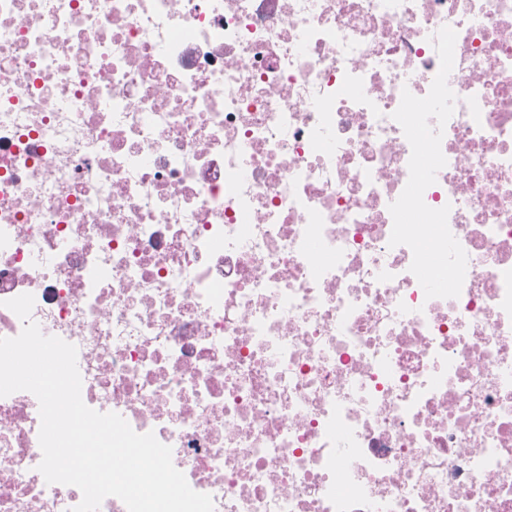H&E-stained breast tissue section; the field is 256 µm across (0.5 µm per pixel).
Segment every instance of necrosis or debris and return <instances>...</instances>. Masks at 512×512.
Returning a JSON list of instances; mask_svg holds the SVG:
<instances>
[{
	"mask_svg": "<svg viewBox=\"0 0 512 512\" xmlns=\"http://www.w3.org/2000/svg\"><path fill=\"white\" fill-rule=\"evenodd\" d=\"M461 293L389 247L431 42ZM214 512H512V0H0L6 300ZM0 397V512H72Z\"/></svg>",
	"mask_w": 512,
	"mask_h": 512,
	"instance_id": "necrosis-or-debris-1",
	"label": "necrosis or debris"
}]
</instances>
